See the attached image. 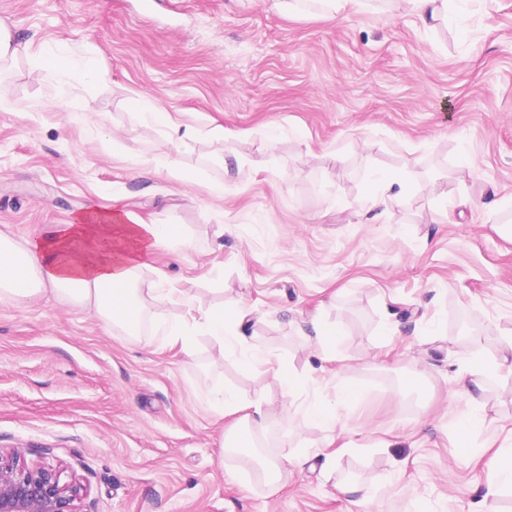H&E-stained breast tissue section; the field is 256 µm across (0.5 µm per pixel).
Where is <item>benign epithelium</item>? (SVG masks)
I'll return each mask as SVG.
<instances>
[{"label": "benign epithelium", "instance_id": "benign-epithelium-1", "mask_svg": "<svg viewBox=\"0 0 512 512\" xmlns=\"http://www.w3.org/2000/svg\"><path fill=\"white\" fill-rule=\"evenodd\" d=\"M82 491L60 469L21 464L0 451V512H81Z\"/></svg>", "mask_w": 512, "mask_h": 512}]
</instances>
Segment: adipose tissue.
I'll return each instance as SVG.
<instances>
[{
    "mask_svg": "<svg viewBox=\"0 0 512 512\" xmlns=\"http://www.w3.org/2000/svg\"><path fill=\"white\" fill-rule=\"evenodd\" d=\"M162 245L178 247L185 254L196 250L178 225L148 224L124 207L92 219L83 214L67 224L44 225L33 238L0 235V303L50 293L93 312L107 327L119 328L133 338L139 337L144 320L152 319L163 325L165 344L178 348L188 359L194 358L205 339L214 345L211 364L223 363L228 350L252 366L271 364V354L245 335L251 310L227 313L202 308L193 288L180 289L185 314L179 324L167 325L160 308L169 298V289L144 284L142 279ZM214 399L220 415L237 418L225 449L238 452L264 428L263 402L246 403L221 388Z\"/></svg>",
    "mask_w": 512,
    "mask_h": 512,
    "instance_id": "obj_1",
    "label": "adipose tissue"
}]
</instances>
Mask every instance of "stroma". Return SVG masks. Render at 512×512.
I'll list each match as a JSON object with an SVG mask.
<instances>
[{
    "label": "stroma",
    "mask_w": 512,
    "mask_h": 512,
    "mask_svg": "<svg viewBox=\"0 0 512 512\" xmlns=\"http://www.w3.org/2000/svg\"><path fill=\"white\" fill-rule=\"evenodd\" d=\"M137 3L0 0L28 47L0 68V232L123 197L199 246L159 247L145 282L190 279L203 307L254 309L249 340L311 380L291 399L236 357L209 368L208 342L187 361L152 324L133 340L64 301L4 303L0 448L65 467L83 512H512V486L486 494L487 460L512 451V373L468 395L456 382L464 353L494 359L512 338V0L432 30L400 0L334 22L313 0ZM57 52L69 67L41 70ZM140 95L193 131L188 151L132 107ZM407 163L414 182L368 221L370 174ZM314 314L343 332L333 360L290 322ZM218 381L263 399L255 454L284 462L277 487L254 454L221 448ZM342 384L363 396L338 406L351 449L333 455L300 404L336 403Z\"/></svg>",
    "instance_id": "35a3bbf8"
}]
</instances>
